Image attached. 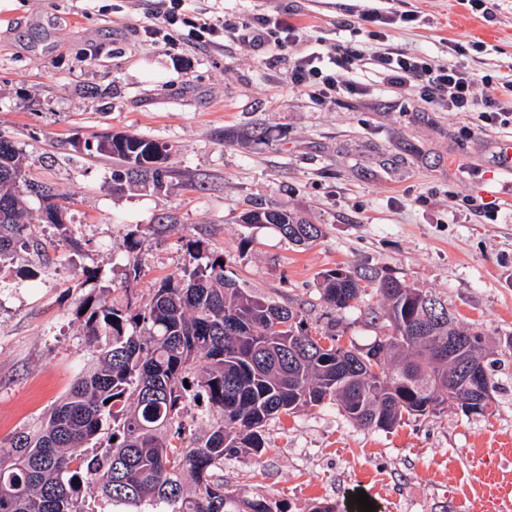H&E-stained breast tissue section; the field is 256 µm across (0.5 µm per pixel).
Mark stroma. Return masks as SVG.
I'll return each instance as SVG.
<instances>
[{
  "instance_id": "1",
  "label": "stroma",
  "mask_w": 512,
  "mask_h": 512,
  "mask_svg": "<svg viewBox=\"0 0 512 512\" xmlns=\"http://www.w3.org/2000/svg\"><path fill=\"white\" fill-rule=\"evenodd\" d=\"M410 2L417 19L392 25L395 43L512 80V0H496L488 19L463 0ZM223 6L233 22L289 17L301 40L275 55L231 36L220 46L154 43L143 35L153 0H0V136L22 149L28 179L66 205L63 225L32 219L33 248L0 269V441L47 418L89 363L79 300L145 304L200 238L242 288L301 309L310 326L338 323L357 347L388 333L369 316L381 297L369 285L356 308L330 309L320 291L329 270H384L441 297L498 358L491 415L451 404L386 432L325 404L268 420L265 453L225 459V482L291 512L313 501L345 512L360 490L376 512H512V185L501 173L512 125L479 130L474 114L404 101L378 82L368 61L381 45L350 21L398 11V0ZM340 41L362 50L368 92L321 105L289 86L294 50ZM109 130L170 147L162 189L113 191L117 163L80 147ZM490 202L497 217L481 221L477 208ZM273 206L322 225L324 237L300 248L241 224ZM139 224L155 230L133 266L123 242Z\"/></svg>"
}]
</instances>
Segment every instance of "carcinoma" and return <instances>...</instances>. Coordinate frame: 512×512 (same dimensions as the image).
Here are the masks:
<instances>
[{"label": "carcinoma", "mask_w": 512, "mask_h": 512, "mask_svg": "<svg viewBox=\"0 0 512 512\" xmlns=\"http://www.w3.org/2000/svg\"><path fill=\"white\" fill-rule=\"evenodd\" d=\"M85 148L125 166L112 176L115 190L125 179L163 187L165 143L103 134ZM33 196L40 219L60 224L58 194L28 180L20 150L0 136L1 264L32 247L26 229ZM241 221L272 228L296 246L323 236L286 207L252 210ZM185 246L181 273L162 281L144 306L119 308L92 295L79 302L76 316L98 342L92 364L45 423L0 442V512H86L79 500L88 483L127 512H288L224 483L225 459L243 450L262 455L268 420L329 402L355 425L390 430L405 414H434L465 395L461 384L448 395V377L469 364L482 368L495 390V352L431 292L389 274L324 273L323 300L338 311L355 306L362 281L377 283L383 297L371 320L387 321L391 335L367 348L345 347L336 331L314 330L301 311L242 288L224 274V253L204 240ZM450 325L462 339L451 350ZM190 405L210 419L208 430L177 444Z\"/></svg>", "instance_id": "carcinoma-1"}]
</instances>
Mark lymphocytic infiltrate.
I'll return each mask as SVG.
<instances>
[{
	"label": "lymphocytic infiltrate",
	"mask_w": 512,
	"mask_h": 512,
	"mask_svg": "<svg viewBox=\"0 0 512 512\" xmlns=\"http://www.w3.org/2000/svg\"><path fill=\"white\" fill-rule=\"evenodd\" d=\"M182 2L162 0L158 21L148 26V34L166 40L175 34L197 43L220 44L225 31L230 29L237 39L273 51L296 44L299 38L298 26L285 17H264L256 24L244 23L231 28L205 15L189 23L181 13ZM358 22L374 26V36L382 44L374 57L375 71L400 97H418L448 107L452 112L476 113L477 126L481 129L512 125V112L504 110L500 101L501 96L512 95V80L497 83L470 65L461 62L448 65L424 54L406 52L388 34L393 16L367 10L359 14ZM361 59L360 49L350 42L331 45L321 52H303L294 57L288 81L321 103L358 95L365 90L364 84L354 78Z\"/></svg>",
	"instance_id": "1"
}]
</instances>
